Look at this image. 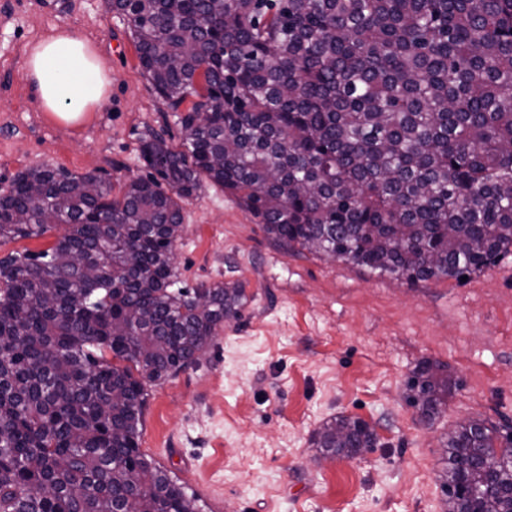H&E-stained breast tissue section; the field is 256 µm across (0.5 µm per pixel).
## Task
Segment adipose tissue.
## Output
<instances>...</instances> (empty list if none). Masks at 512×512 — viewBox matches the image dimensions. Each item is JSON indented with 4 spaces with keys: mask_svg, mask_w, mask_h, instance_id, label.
Wrapping results in <instances>:
<instances>
[{
    "mask_svg": "<svg viewBox=\"0 0 512 512\" xmlns=\"http://www.w3.org/2000/svg\"><path fill=\"white\" fill-rule=\"evenodd\" d=\"M26 65L41 106L64 123L78 122L105 100L108 76L92 46L74 34L39 41Z\"/></svg>",
    "mask_w": 512,
    "mask_h": 512,
    "instance_id": "1",
    "label": "adipose tissue"
}]
</instances>
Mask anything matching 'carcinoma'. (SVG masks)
I'll return each instance as SVG.
<instances>
[{
  "label": "carcinoma",
  "mask_w": 512,
  "mask_h": 512,
  "mask_svg": "<svg viewBox=\"0 0 512 512\" xmlns=\"http://www.w3.org/2000/svg\"><path fill=\"white\" fill-rule=\"evenodd\" d=\"M183 137L150 130L120 194L26 168L0 193V512H201L139 448L147 386L197 364L244 288L177 287L178 200L207 180L290 250L409 283L512 250V0H107ZM428 422L452 380H411ZM348 416L323 454L373 448ZM446 512H512V438L468 419L443 443ZM65 230L64 225H59L54 228L52 231L48 232L41 238L36 239H22L15 241L3 242L0 245V257H4L7 254L14 251H23L24 249H29L32 251H38L41 249L48 248L54 244L57 237L61 235Z\"/></svg>",
  "instance_id": "cac0c4a2"
}]
</instances>
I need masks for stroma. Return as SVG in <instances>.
<instances>
[{
  "mask_svg": "<svg viewBox=\"0 0 512 512\" xmlns=\"http://www.w3.org/2000/svg\"><path fill=\"white\" fill-rule=\"evenodd\" d=\"M58 30L93 45L107 99L66 125L39 103L27 52ZM182 133L105 0H0V191L29 167L120 189L148 169L140 140ZM180 287L237 281L248 296L193 367L149 390L140 449L203 512H444L442 443L468 418L512 428V253L466 281L408 285L279 246L231 193L180 202ZM455 386L421 422L407 382L423 362ZM339 415L377 434L361 458L320 463L312 434Z\"/></svg>",
  "mask_w": 512,
  "mask_h": 512,
  "instance_id": "1",
  "label": "stroma"
}]
</instances>
